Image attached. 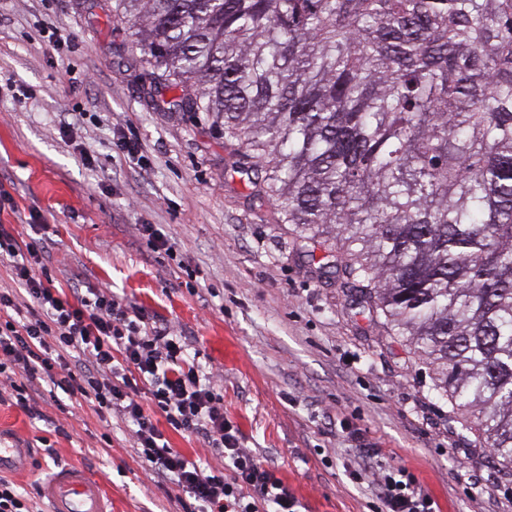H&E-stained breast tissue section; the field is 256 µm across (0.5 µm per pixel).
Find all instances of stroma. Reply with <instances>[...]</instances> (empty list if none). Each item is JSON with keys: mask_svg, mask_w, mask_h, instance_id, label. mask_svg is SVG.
Segmentation results:
<instances>
[{"mask_svg": "<svg viewBox=\"0 0 512 512\" xmlns=\"http://www.w3.org/2000/svg\"><path fill=\"white\" fill-rule=\"evenodd\" d=\"M114 7L0 0V75L30 93L0 95V189L17 206L0 225L43 252L56 288L111 289L182 331L242 445L299 512H369L372 480L355 487L347 474L387 463L408 468L439 512H512V476L474 447L431 367L359 314L340 277L318 271L275 203L230 170L238 145L206 113L158 104ZM44 25L67 44L44 41ZM76 112L95 120L73 124ZM122 134L138 141V162L117 150ZM32 210L40 223H23ZM143 224L157 225L177 261L150 249ZM0 442L33 449L34 472L16 483L38 512H48L40 483L61 465L98 476L112 512H182L175 488L145 480L131 427L59 388L42 390L31 413L0 400Z\"/></svg>", "mask_w": 512, "mask_h": 512, "instance_id": "stroma-1", "label": "stroma"}]
</instances>
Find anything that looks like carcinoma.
I'll list each match as a JSON object with an SVG mask.
<instances>
[{
	"instance_id": "carcinoma-1",
	"label": "carcinoma",
	"mask_w": 512,
	"mask_h": 512,
	"mask_svg": "<svg viewBox=\"0 0 512 512\" xmlns=\"http://www.w3.org/2000/svg\"><path fill=\"white\" fill-rule=\"evenodd\" d=\"M359 308L512 472V0H115Z\"/></svg>"
}]
</instances>
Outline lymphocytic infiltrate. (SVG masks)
I'll use <instances>...</instances> for the list:
<instances>
[{"instance_id": "obj_1", "label": "lymphocytic infiltrate", "mask_w": 512, "mask_h": 512, "mask_svg": "<svg viewBox=\"0 0 512 512\" xmlns=\"http://www.w3.org/2000/svg\"><path fill=\"white\" fill-rule=\"evenodd\" d=\"M0 264L13 282L0 289V357L21 372L17 406L28 408L27 390L43 381L69 399L117 413L135 427V453L150 480L188 496L184 512H297L296 497L242 448L210 374L188 354L186 336L150 324L108 289L59 291L41 252L22 249L1 225ZM161 418L227 459L229 469H204L171 448ZM375 493L380 512H435L430 495L401 466L380 468Z\"/></svg>"}]
</instances>
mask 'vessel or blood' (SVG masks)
<instances>
[{
	"label": "vessel or blood",
	"mask_w": 512,
	"mask_h": 512,
	"mask_svg": "<svg viewBox=\"0 0 512 512\" xmlns=\"http://www.w3.org/2000/svg\"><path fill=\"white\" fill-rule=\"evenodd\" d=\"M27 448L0 444V472L24 474L31 467ZM51 512H108L101 481L78 467H63L50 473L43 486Z\"/></svg>",
	"instance_id": "b4317fda"
}]
</instances>
